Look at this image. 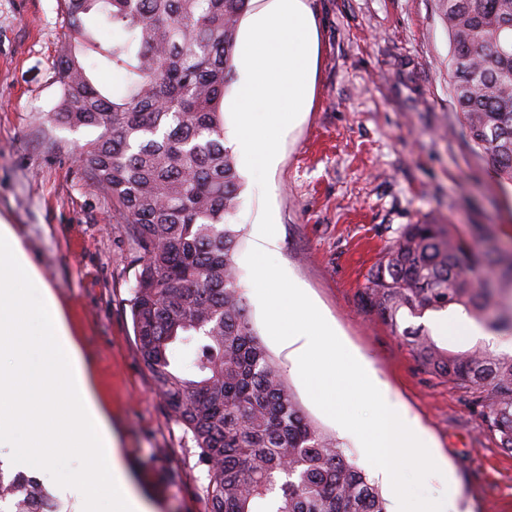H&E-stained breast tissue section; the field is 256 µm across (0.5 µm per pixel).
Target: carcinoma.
Wrapping results in <instances>:
<instances>
[{"label":"carcinoma","instance_id":"1","mask_svg":"<svg viewBox=\"0 0 512 512\" xmlns=\"http://www.w3.org/2000/svg\"><path fill=\"white\" fill-rule=\"evenodd\" d=\"M250 0H60L61 96L46 122L98 135L79 150L93 185L132 224L140 269L128 300L139 353L168 415L207 468V512H386L341 442L310 421L255 328L233 222L241 180L225 146L224 91ZM112 28L101 44L97 24ZM462 130L512 183V0H444ZM94 50L119 81L98 82ZM475 252L456 225L407 224L371 268L366 297L428 371L475 395L512 451V354L452 351L406 322L465 315L512 335V254ZM0 512H57L35 480L0 469Z\"/></svg>","mask_w":512,"mask_h":512}]
</instances>
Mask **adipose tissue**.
<instances>
[{
    "mask_svg": "<svg viewBox=\"0 0 512 512\" xmlns=\"http://www.w3.org/2000/svg\"><path fill=\"white\" fill-rule=\"evenodd\" d=\"M66 448L82 466L62 485L79 512H149L129 485L112 425L86 372L63 311L15 225L0 219V451L15 469L40 470Z\"/></svg>",
    "mask_w": 512,
    "mask_h": 512,
    "instance_id": "adipose-tissue-1",
    "label": "adipose tissue"
}]
</instances>
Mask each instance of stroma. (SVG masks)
Instances as JSON below:
<instances>
[{
    "mask_svg": "<svg viewBox=\"0 0 512 512\" xmlns=\"http://www.w3.org/2000/svg\"><path fill=\"white\" fill-rule=\"evenodd\" d=\"M318 33L313 105L283 135L268 193L242 173L243 251L270 198L276 261L340 340L422 428L442 472L428 495L455 489L456 512H512V452L468 394L429 372L364 302L367 274L404 225H457L473 249L512 246V185L465 138L453 104L451 45L439 0H305ZM59 0H0V218L17 225L65 312L112 421L131 483L152 512H205V469L169 418L136 347L127 301L139 269L125 214L76 160V132L44 119L60 96ZM261 340L304 414L369 475L359 440L309 398L289 349Z\"/></svg>",
    "mask_w": 512,
    "mask_h": 512,
    "instance_id": "1",
    "label": "stroma"
}]
</instances>
